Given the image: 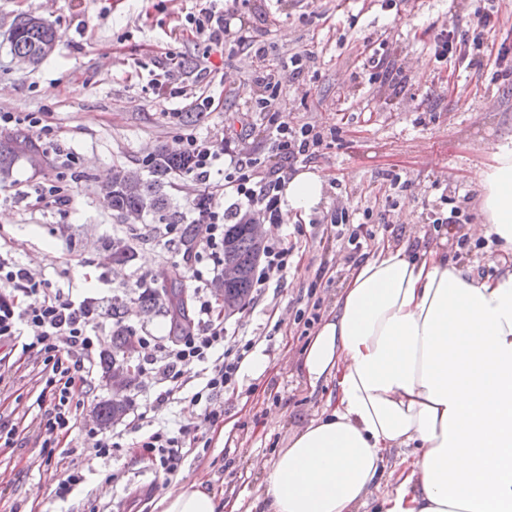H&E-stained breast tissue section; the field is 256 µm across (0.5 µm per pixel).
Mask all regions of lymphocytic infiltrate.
<instances>
[{"label": "lymphocytic infiltrate", "mask_w": 512, "mask_h": 512, "mask_svg": "<svg viewBox=\"0 0 512 512\" xmlns=\"http://www.w3.org/2000/svg\"><path fill=\"white\" fill-rule=\"evenodd\" d=\"M498 21L495 7L477 9L471 22V33L444 30L431 45L435 59L466 58L483 44V37ZM191 23L198 37L208 48L225 49L229 53L252 51L254 41L245 26H233L232 18L219 5V0H205ZM265 92L255 99V107L265 117L264 129L270 150L281 162L273 169H261L243 147L252 139L255 124L241 117L239 130L200 136L180 133L176 136L177 152L189 158L182 178L204 184L208 204L195 219L198 235L194 246L195 264L190 279L194 282L198 320L194 327L154 342L152 337H140L142 347H154L160 366L148 371L149 380L163 384L164 389L151 404L160 410L176 399L187 385L191 373H200L203 382L194 391L189 403L199 410L208 423L216 422L219 414L209 404L218 393L236 383L238 370L250 351V344H227L228 331L207 296L210 276L224 263V226L228 211L220 204V196L233 198L238 216L249 215L270 224L280 223L282 191L299 157H311L323 143L320 134L309 126H291L280 104L281 88L271 76L258 78ZM294 246L287 238L268 240L263 259L253 272L252 291L262 297L270 282L283 281L294 262ZM104 315L97 299L73 300L63 289L53 287L48 280L35 279L28 269L0 253V348L20 347L22 352L37 351L43 357L44 387L42 397L51 408L36 426L44 447H52L59 438L70 436L76 425L75 390L85 383L92 369ZM190 425L178 429L160 428L148 435L144 449L165 475H176L184 449L193 447L195 440Z\"/></svg>", "instance_id": "lymphocytic-infiltrate-1"}]
</instances>
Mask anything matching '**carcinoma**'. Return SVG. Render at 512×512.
I'll return each instance as SVG.
<instances>
[{
    "mask_svg": "<svg viewBox=\"0 0 512 512\" xmlns=\"http://www.w3.org/2000/svg\"><path fill=\"white\" fill-rule=\"evenodd\" d=\"M59 36L57 32L46 23H32L23 18L15 23L10 32L11 51L28 60L31 65L43 61L47 54L44 48L56 45ZM36 149L32 139L25 134H16L0 139V176L9 177L21 153L25 150ZM188 161L183 156L163 152L159 161L151 169L148 178L131 177L123 170H116L112 180L107 184V194L112 199V210L121 221L129 224L135 223L145 213H158L169 224H177L181 220L178 212L169 210L166 196L162 192L168 175L183 169ZM224 260L233 261L242 268L243 276L240 283L231 293L249 297L251 292V276L256 261L253 259V244L244 224L224 225ZM168 301L165 313H170L176 319L189 322L187 313V300L183 292L172 288L160 293L150 288L139 295V302L143 312L151 315L159 311L163 301Z\"/></svg>",
    "mask_w": 512,
    "mask_h": 512,
    "instance_id": "1",
    "label": "carcinoma"
}]
</instances>
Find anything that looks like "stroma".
Segmentation results:
<instances>
[{
  "instance_id": "obj_1",
  "label": "stroma",
  "mask_w": 512,
  "mask_h": 512,
  "mask_svg": "<svg viewBox=\"0 0 512 512\" xmlns=\"http://www.w3.org/2000/svg\"><path fill=\"white\" fill-rule=\"evenodd\" d=\"M203 0H0V136L29 132L28 115L52 129L37 137L40 166L19 160L0 181V248L38 279L72 287L74 295L122 303L121 320H108L101 352L112 349L117 327L167 339V314L146 316L131 290L138 279L155 288L182 281L190 253L163 242L155 229L162 219L147 214L136 226L115 215L102 190L115 169L146 177L142 158L176 150V129L167 112L178 108L186 128L204 134L232 123L250 107L262 73L281 83L291 125L313 126L324 142L305 168L319 171L327 187L323 202L284 233L299 253L280 287L267 288L255 310L225 320L228 330L255 339L251 357L265 358L259 375L241 367L235 389L214 396L218 422L199 425L198 440L185 453L177 482L198 481L222 499L249 512L263 490L264 475L254 458H272L286 447L291 430L316 417L332 383L310 388L296 361L309 339L300 311L334 307L353 260L326 234L331 217L348 212L366 222L374 239L403 242L413 230L442 248L455 245L459 224L438 223L459 206L470 223L481 221L471 170L495 147L512 144V72L497 65L502 49L512 50V0H499V22L470 61H436L429 50L436 33L467 30L479 0H400L397 11L380 0H223L241 15L262 57L207 52L188 26ZM42 17L61 35L53 54L38 65L12 54L11 25L28 15ZM213 72L195 77L202 53ZM380 53L400 69L396 87L379 85L364 67ZM307 54L303 71L283 68L284 58ZM184 72L178 97L162 99L154 82L168 68ZM210 98L211 108L200 105ZM60 188L67 204L51 206L37 195L45 185ZM132 245L129 262L116 260L115 244ZM316 292H309L310 282ZM42 357L30 352L13 365L11 383L0 388V420L19 424L40 419L48 403L38 402L44 386ZM101 366H94L78 399L80 446L90 440L100 403L110 400ZM160 385L136 377L126 393V415L107 424L121 446L109 460L84 461L85 480L67 498L55 494L73 457L68 439L46 463L39 440L0 447V512H153L152 500L165 476L142 449L149 428L142 417ZM118 473L107 482L109 473ZM111 493L102 496L101 485Z\"/></svg>"
}]
</instances>
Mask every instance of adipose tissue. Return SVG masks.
I'll use <instances>...</instances> for the list:
<instances>
[{"instance_id":"1","label":"adipose tissue","mask_w":512,"mask_h":512,"mask_svg":"<svg viewBox=\"0 0 512 512\" xmlns=\"http://www.w3.org/2000/svg\"><path fill=\"white\" fill-rule=\"evenodd\" d=\"M482 221L505 261L480 275L424 235L375 248L301 352L318 416L262 462V512H512V148L475 167ZM308 169L282 223L316 208ZM157 512H237L201 483L160 488Z\"/></svg>"}]
</instances>
